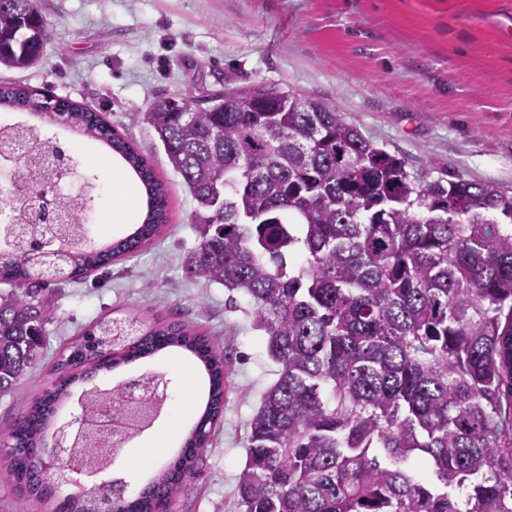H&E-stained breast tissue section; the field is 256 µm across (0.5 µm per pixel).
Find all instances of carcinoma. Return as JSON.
I'll use <instances>...</instances> for the list:
<instances>
[{"label":"carcinoma","mask_w":512,"mask_h":512,"mask_svg":"<svg viewBox=\"0 0 512 512\" xmlns=\"http://www.w3.org/2000/svg\"><path fill=\"white\" fill-rule=\"evenodd\" d=\"M53 30L36 0H0V66L25 69ZM70 125L119 155L146 194L140 224L103 247L82 229L88 198L59 208L69 223L0 235V395L39 356L54 309L33 281L58 246L69 276L137 254L168 222L153 165L99 114L20 85L0 107ZM196 202L198 243L184 261L254 305V325L281 366L250 421L238 478L242 512H512V194L463 178L409 175L405 161L363 137L331 106L262 85L226 87L196 108L166 98L142 113ZM304 263L293 273L285 254ZM103 322L58 364L60 380L7 431L0 482L55 499L43 433L70 388L116 362ZM126 357L176 348L208 379L180 455L112 512H156L194 474L224 408V357L183 323L123 321ZM85 365L81 373L69 368ZM63 501L55 512H96Z\"/></svg>","instance_id":"carcinoma-1"}]
</instances>
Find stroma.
I'll list each match as a JSON object with an SVG mask.
<instances>
[{
    "label": "stroma",
    "mask_w": 512,
    "mask_h": 512,
    "mask_svg": "<svg viewBox=\"0 0 512 512\" xmlns=\"http://www.w3.org/2000/svg\"><path fill=\"white\" fill-rule=\"evenodd\" d=\"M38 8L53 28L51 42L31 68L0 67V83L100 112L151 159L170 213L159 238L134 257L78 281L53 279L44 350L0 395V429L58 383V363L90 326L131 316L148 326H194L224 354V413L167 512H240L236 484L249 423L280 366L253 325L247 296L184 276L182 261L197 240L195 202L138 113L166 97L206 107L225 86L260 83L335 108L403 158L414 178L461 177L512 191V0H38ZM47 133L76 146L81 170L95 179L90 242L128 234L144 209L117 210L124 162L68 125ZM149 372L171 378V401L94 484L121 478L140 490L178 455L196 423L208 385L184 352L163 350L96 381L116 385ZM162 436L166 447L149 453Z\"/></svg>",
    "instance_id": "1"
}]
</instances>
